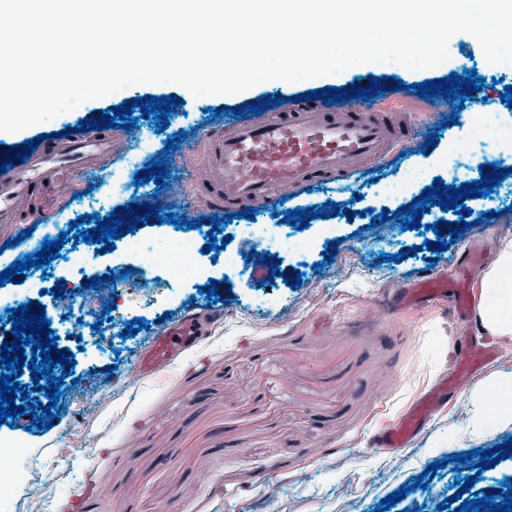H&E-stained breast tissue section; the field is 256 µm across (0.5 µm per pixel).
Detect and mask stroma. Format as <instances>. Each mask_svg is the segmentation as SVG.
Listing matches in <instances>:
<instances>
[{"mask_svg": "<svg viewBox=\"0 0 512 512\" xmlns=\"http://www.w3.org/2000/svg\"><path fill=\"white\" fill-rule=\"evenodd\" d=\"M448 53V60L432 69L369 63L297 83L268 81L234 95L196 97L177 85L137 84L20 132H0L2 149L39 133L65 132L84 117L105 118L126 100L166 95L181 101L161 131L153 117L136 108V128L113 130L111 158L73 175L69 195L45 187L33 206L65 231L84 214L103 221L127 206L141 215L152 200L165 217L191 222L208 216L194 188L204 134L233 126L231 108L266 95L290 99L332 87L354 90L369 77L394 76L403 89L355 104L415 128L410 139L359 170L355 185L300 189L275 209H260L259 223L278 224L292 210L313 213L330 201L338 206L331 217L313 215L308 228L289 224V241L269 248L278 275L246 263L262 237L239 228L227 245L235 262L224 265L212 262L210 254L199 255V278L183 284L164 280L161 268L140 269L125 253L123 239H115L114 251L97 252L85 277L99 276L105 267L122 277L114 308L102 303L87 310L92 321L113 317L112 349L82 352L67 336L57 340L59 351L73 352L76 361L66 386L70 401L49 430L33 428L32 415L16 419L14 434L34 459L16 489V512H375L381 500L416 476L422 488L408 492L389 512H453L444 504L447 497L459 494L470 501L503 488L512 478V458L482 471L464 494L458 484L470 469L455 472L448 466L454 455L490 450L512 436V427L481 435L467 430L469 390L483 377L450 393L447 408L405 447L379 443L381 430L417 395L452 373L456 337L475 344L486 340L474 321L457 325L446 306L402 309L395 299L436 266L447 268L452 279L470 273V291L479 293L481 271L465 268L469 249L492 251L512 239V142L493 156L506 178L489 195L466 200L475 224L446 251L425 250L424 241L452 232L460 220L454 211L431 206L418 230L402 227L397 218L435 178L455 187L480 180L479 161L457 178L448 169L450 147L466 145L478 113H494L499 126L512 129V106L500 98L512 85V70H503V82H492L491 64L466 33L450 39ZM472 70L484 84L455 124L447 122L444 97L414 90L415 84ZM171 137L177 147L170 151ZM161 158L170 171L163 185L139 198L113 195V180H133L146 163ZM409 171L421 173V180L403 193L386 194V187ZM382 210L386 222L372 225L373 212ZM489 211L495 214L492 223L481 222ZM297 240L308 242L305 253L293 250ZM331 244L334 258L323 261ZM403 250L408 258L392 261V254ZM209 287L218 302L208 303ZM205 311L214 317L199 342L141 381L128 380L156 336L186 315ZM137 318L145 319L146 330L122 338L128 321ZM437 461L441 469L428 472ZM92 483L103 487V495L74 502L76 492Z\"/></svg>", "mask_w": 512, "mask_h": 512, "instance_id": "35a3bbf8", "label": "stroma"}]
</instances>
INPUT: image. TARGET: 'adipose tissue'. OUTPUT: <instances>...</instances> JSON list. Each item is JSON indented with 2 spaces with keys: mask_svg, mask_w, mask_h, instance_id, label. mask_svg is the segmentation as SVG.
<instances>
[{
  "mask_svg": "<svg viewBox=\"0 0 512 512\" xmlns=\"http://www.w3.org/2000/svg\"><path fill=\"white\" fill-rule=\"evenodd\" d=\"M479 330L494 336H512V240L501 241L495 259L480 282L476 311ZM473 410L468 425L485 433L512 423V382L487 378L472 393Z\"/></svg>",
  "mask_w": 512,
  "mask_h": 512,
  "instance_id": "obj_1",
  "label": "adipose tissue"
}]
</instances>
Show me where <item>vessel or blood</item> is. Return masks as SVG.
Instances as JSON below:
<instances>
[{"instance_id": "1", "label": "vessel or blood", "mask_w": 512, "mask_h": 512, "mask_svg": "<svg viewBox=\"0 0 512 512\" xmlns=\"http://www.w3.org/2000/svg\"><path fill=\"white\" fill-rule=\"evenodd\" d=\"M406 134L405 127L381 113L357 108L336 112L297 103L274 117L242 122L230 135L212 137L196 177V190L215 212L234 215L269 205L277 198L287 199L300 185L349 175L354 161L377 157L385 144ZM111 144V134L102 130L43 138L26 161L13 162L0 172V222L41 221V214L21 213V201L34 197L50 172L87 169L95 158L110 151ZM407 298L421 303L450 300L461 320L471 307L468 290L460 286L449 289L443 275L421 279ZM200 336L197 318H185L151 342L130 370L129 380L138 381L163 367ZM494 355L490 345L460 348L454 358L457 376L448 387L424 393L397 423L385 428L380 435L383 447H404L446 403L449 390L460 389L476 377Z\"/></svg>"}]
</instances>
